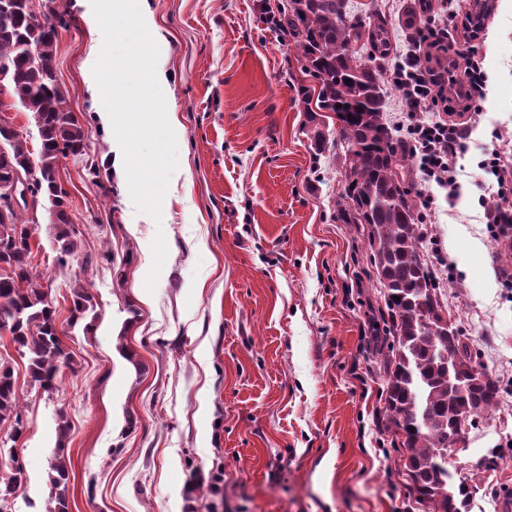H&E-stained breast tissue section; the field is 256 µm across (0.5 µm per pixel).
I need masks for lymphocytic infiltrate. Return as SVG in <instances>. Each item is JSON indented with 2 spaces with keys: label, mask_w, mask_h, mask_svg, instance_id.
Here are the masks:
<instances>
[{
  "label": "lymphocytic infiltrate",
  "mask_w": 512,
  "mask_h": 512,
  "mask_svg": "<svg viewBox=\"0 0 512 512\" xmlns=\"http://www.w3.org/2000/svg\"><path fill=\"white\" fill-rule=\"evenodd\" d=\"M416 43L418 52L389 69L387 80L400 93L398 123L406 129L422 181L435 183L453 198L460 191L457 165L467 149L469 125L443 117L427 122L420 116L427 106L448 102L442 85L453 74L442 63L448 50L444 16L434 18ZM480 167L492 174L497 184V201L485 208L484 222L492 235L507 233L512 228V141L501 140Z\"/></svg>",
  "instance_id": "lymphocytic-infiltrate-1"
}]
</instances>
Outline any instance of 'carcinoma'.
<instances>
[{"mask_svg": "<svg viewBox=\"0 0 512 512\" xmlns=\"http://www.w3.org/2000/svg\"><path fill=\"white\" fill-rule=\"evenodd\" d=\"M347 0H289L271 23L298 38L305 73L317 83V109L331 112L340 124L345 164L344 202L339 219L366 231L370 265L383 298L392 341L380 351L385 373L382 410L387 427L400 436L404 467L417 503L428 512H467V494L448 497L452 474L444 450L448 430L457 422L475 425L495 408L502 395L490 377L448 396V363L466 373L478 364L474 344L457 327H448L445 294L425 253L422 215L412 197L411 155L396 146L385 107L386 89L372 65L392 46L387 17L375 15L368 25L346 21ZM63 12L56 0H14L0 15V62L8 64L7 85L15 103L30 114L40 137L38 157L13 127L0 126V182L18 174L33 180L31 205L41 201L57 210L54 245L63 270L78 250L79 231L66 212L68 191L58 176L61 159L82 156L87 137L67 104L54 61L57 24ZM352 84H346V80ZM29 205V206H31ZM25 205L0 219V332L6 330L21 354L28 356L29 383L51 396L59 376L73 362L63 343L57 309L45 290V274L33 265ZM69 325L93 330L97 318L92 294L80 283L71 287ZM12 442L25 433L13 360L0 356V432ZM70 424L59 413L54 456L49 467L48 512H68L71 462L66 440ZM9 476L0 481V507L14 500L27 482L14 448Z\"/></svg>", "mask_w": 512, "mask_h": 512, "instance_id": "carcinoma-1", "label": "carcinoma"}]
</instances>
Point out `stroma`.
Returning <instances> with one entry per match:
<instances>
[{"instance_id":"35a3bbf8","label":"stroma","mask_w":512,"mask_h":512,"mask_svg":"<svg viewBox=\"0 0 512 512\" xmlns=\"http://www.w3.org/2000/svg\"><path fill=\"white\" fill-rule=\"evenodd\" d=\"M280 2L150 0L182 172L157 221L136 212L108 166L114 131L96 118L85 70L103 39L63 0L55 70L89 144L59 167L82 239L66 270L47 205L25 217L74 361L57 394L20 386L24 512L46 510L61 412L71 424L69 512H422L381 423L372 336L382 302L367 238L338 218L340 126L302 100L311 81L295 40L265 21ZM489 3L477 39L448 30L456 76L466 54L483 57L486 95L470 114L459 195L433 188L421 226L449 319L503 389L449 464L471 512H503L512 492V236L480 222L492 196L478 167L498 138L512 139V0ZM414 6L348 0V21L379 13L396 24L382 69L412 51L402 22ZM159 231L168 253L150 292L133 275L150 272ZM75 279L97 303L88 334L67 324Z\"/></svg>"}]
</instances>
